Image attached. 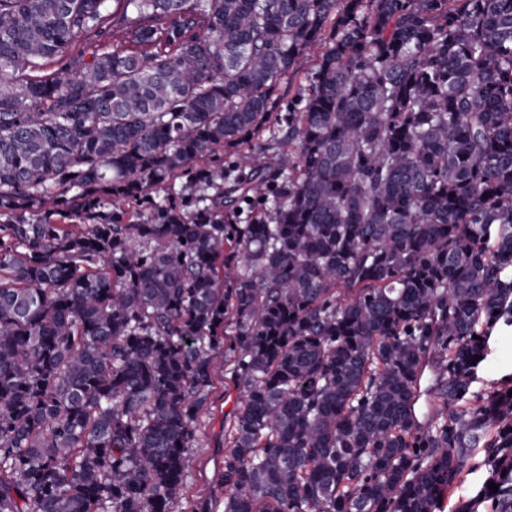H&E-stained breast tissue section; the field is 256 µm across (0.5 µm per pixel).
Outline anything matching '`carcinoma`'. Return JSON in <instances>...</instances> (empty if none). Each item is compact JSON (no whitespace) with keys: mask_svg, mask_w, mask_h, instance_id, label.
<instances>
[{"mask_svg":"<svg viewBox=\"0 0 512 512\" xmlns=\"http://www.w3.org/2000/svg\"><path fill=\"white\" fill-rule=\"evenodd\" d=\"M313 47L288 161L224 166ZM503 326L512 0H0V512H175L219 361L223 512H512ZM488 355L478 372L476 389L490 390L512 378V329H496L488 341ZM488 473L485 468H474L472 470L466 469L459 481L455 483L454 488L450 491L449 501L446 502L444 507L445 512H450L453 506L459 499H466L476 494L486 483Z\"/></svg>","mask_w":512,"mask_h":512,"instance_id":"cac0c4a2","label":"carcinoma"}]
</instances>
